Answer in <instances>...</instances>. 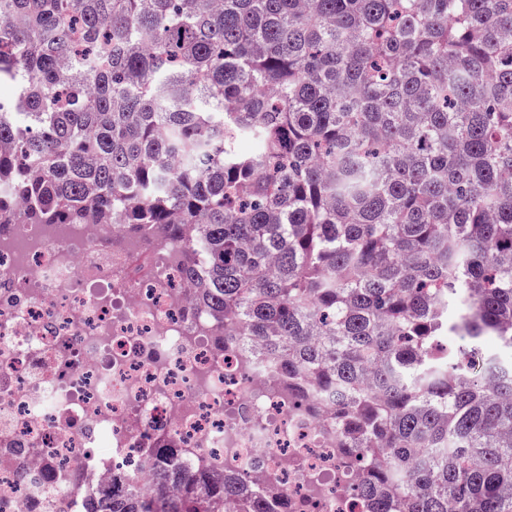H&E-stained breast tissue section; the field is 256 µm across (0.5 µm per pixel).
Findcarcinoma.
Returning <instances> with one entry per match:
<instances>
[{
    "label": "carcinoma",
    "instance_id": "carcinoma-1",
    "mask_svg": "<svg viewBox=\"0 0 512 512\" xmlns=\"http://www.w3.org/2000/svg\"><path fill=\"white\" fill-rule=\"evenodd\" d=\"M4 83L0 225L180 243L374 512H512V0H0ZM157 480L91 512H288Z\"/></svg>",
    "mask_w": 512,
    "mask_h": 512
}]
</instances>
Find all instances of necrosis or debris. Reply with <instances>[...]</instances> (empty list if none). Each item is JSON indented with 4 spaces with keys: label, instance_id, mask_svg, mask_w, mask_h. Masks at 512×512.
I'll use <instances>...</instances> for the list:
<instances>
[{
    "label": "necrosis or debris",
    "instance_id": "4bbe7bcc",
    "mask_svg": "<svg viewBox=\"0 0 512 512\" xmlns=\"http://www.w3.org/2000/svg\"><path fill=\"white\" fill-rule=\"evenodd\" d=\"M172 247L103 224L0 233V512H90L157 463L231 470L293 512H368L361 466L235 345L215 351Z\"/></svg>",
    "mask_w": 512,
    "mask_h": 512
}]
</instances>
